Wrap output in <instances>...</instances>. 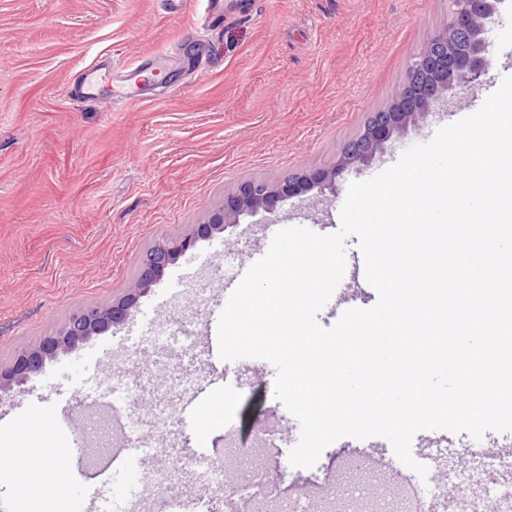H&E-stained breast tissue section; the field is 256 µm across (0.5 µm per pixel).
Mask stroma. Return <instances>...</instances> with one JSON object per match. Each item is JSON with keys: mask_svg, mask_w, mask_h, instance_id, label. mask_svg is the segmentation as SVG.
I'll return each mask as SVG.
<instances>
[{"mask_svg": "<svg viewBox=\"0 0 512 512\" xmlns=\"http://www.w3.org/2000/svg\"><path fill=\"white\" fill-rule=\"evenodd\" d=\"M201 8L163 10L159 0H0V357L33 344L78 307L120 295L157 241L202 221L225 192L245 179L274 181L327 166L384 108L429 37L448 22V0H224V19L208 36L197 33ZM490 65L479 86L453 93L450 106L412 127L382 157L352 169L335 192L285 202L277 221L263 215L199 241L170 265L117 332L91 338L47 362L42 374L0 394V444L8 421L24 415L45 426L54 454L66 457L83 438L84 469L132 442L114 423L107 447L88 433L112 415L105 377L146 389L137 409L144 420L173 418L171 431L146 428L154 451L112 476L119 512H159L163 499L192 492L210 500L223 491L199 481L178 459L201 450L177 407L189 397L218 395L207 381L177 380L178 353L138 351L149 332L179 322L198 338L197 372L218 360L217 320L227 278L246 255L264 247L276 224H336L350 182L395 164L408 147L428 142L458 113L474 112L512 76V0H502L486 34ZM102 60L114 77L128 65L155 70L134 100L70 97V77ZM96 361L98 376L81 372ZM276 370L259 359L239 360L230 374V424H216L209 459L224 456L226 429L239 447L253 448L266 427L279 449L253 448L249 466L279 480L290 449L283 404L273 396ZM467 433L431 441L442 481L470 500L491 479L482 459L455 466ZM145 471H165L166 483H142Z\"/></svg>", "mask_w": 512, "mask_h": 512, "instance_id": "stroma-1", "label": "stroma"}]
</instances>
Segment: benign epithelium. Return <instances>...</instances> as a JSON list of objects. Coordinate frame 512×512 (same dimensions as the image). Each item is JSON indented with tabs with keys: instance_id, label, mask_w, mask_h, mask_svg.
Segmentation results:
<instances>
[{
	"instance_id": "benign-epithelium-1",
	"label": "benign epithelium",
	"mask_w": 512,
	"mask_h": 512,
	"mask_svg": "<svg viewBox=\"0 0 512 512\" xmlns=\"http://www.w3.org/2000/svg\"><path fill=\"white\" fill-rule=\"evenodd\" d=\"M503 0H450L453 22L436 31L409 66L408 79L393 92L388 104L367 123L358 138L347 144L336 164L287 174L276 181L247 179L224 194V201L199 224L177 238L151 246L141 274L125 293L102 303L72 312L66 324L18 349L10 363L0 366V391H8L32 375L46 362L73 352L79 344L116 329L127 321L139 298L164 270L198 241L224 232L244 215L278 216L281 204L313 190H325L348 168L370 163L391 140L409 127L425 122L436 104L455 90L472 91L489 64L485 32Z\"/></svg>"
}]
</instances>
